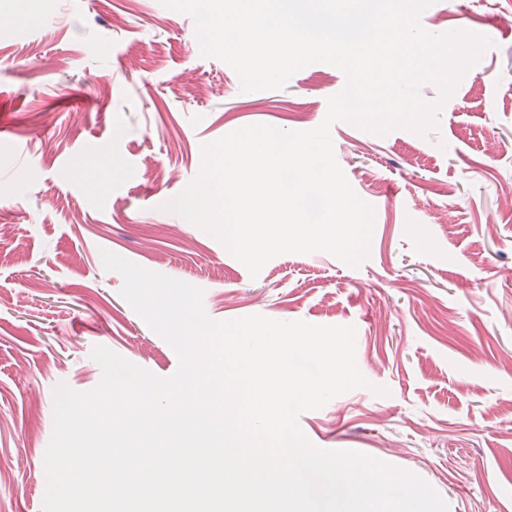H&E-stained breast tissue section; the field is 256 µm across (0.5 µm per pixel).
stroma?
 <instances>
[{
  "instance_id": "35a3bbf8",
  "label": "stroma",
  "mask_w": 512,
  "mask_h": 512,
  "mask_svg": "<svg viewBox=\"0 0 512 512\" xmlns=\"http://www.w3.org/2000/svg\"><path fill=\"white\" fill-rule=\"evenodd\" d=\"M0 0V512H44L53 389L88 391L106 347L157 376L179 359L121 297L102 251L202 292L205 313L356 329L368 380L299 425L429 483L449 512H512V0H435L437 34L493 48L444 100L438 129L380 136L340 121L335 157L374 209L369 255L274 257L258 276L163 211L202 148L239 128L319 126L341 70L310 64L279 91L242 92L202 56L193 20L161 0ZM107 165L82 171L80 153Z\"/></svg>"
}]
</instances>
